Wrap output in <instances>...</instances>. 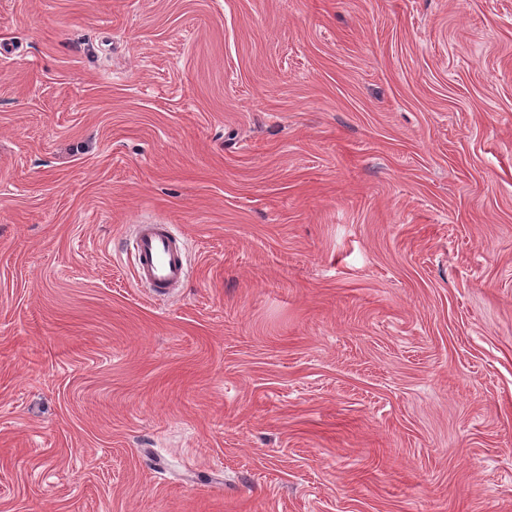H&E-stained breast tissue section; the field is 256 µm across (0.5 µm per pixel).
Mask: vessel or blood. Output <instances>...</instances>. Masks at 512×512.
Returning <instances> with one entry per match:
<instances>
[{
    "mask_svg": "<svg viewBox=\"0 0 512 512\" xmlns=\"http://www.w3.org/2000/svg\"><path fill=\"white\" fill-rule=\"evenodd\" d=\"M133 239L134 279L158 295H169L188 279L184 242L172 224L136 225Z\"/></svg>",
    "mask_w": 512,
    "mask_h": 512,
    "instance_id": "obj_1",
    "label": "vessel or blood"
}]
</instances>
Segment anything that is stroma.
<instances>
[{
  "mask_svg": "<svg viewBox=\"0 0 512 512\" xmlns=\"http://www.w3.org/2000/svg\"><path fill=\"white\" fill-rule=\"evenodd\" d=\"M0 512H512V0H0ZM133 239L134 279L157 295H170L188 279L184 242L175 224L141 222Z\"/></svg>",
  "mask_w": 512,
  "mask_h": 512,
  "instance_id": "1",
  "label": "stroma"
}]
</instances>
